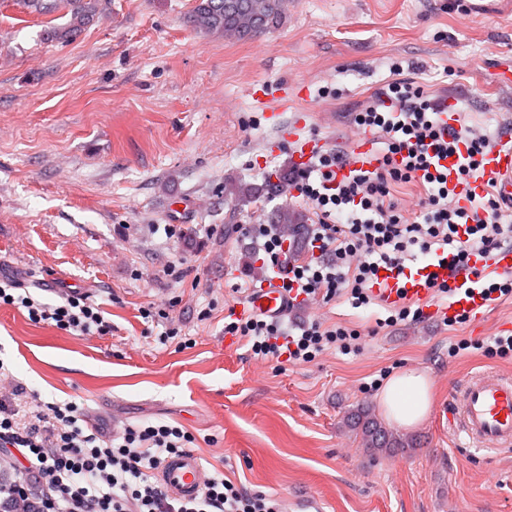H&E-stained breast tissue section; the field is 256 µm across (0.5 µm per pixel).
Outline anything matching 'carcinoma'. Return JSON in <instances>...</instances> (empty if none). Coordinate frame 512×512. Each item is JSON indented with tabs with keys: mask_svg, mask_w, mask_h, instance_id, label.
I'll use <instances>...</instances> for the list:
<instances>
[{
	"mask_svg": "<svg viewBox=\"0 0 512 512\" xmlns=\"http://www.w3.org/2000/svg\"><path fill=\"white\" fill-rule=\"evenodd\" d=\"M99 0H15V4L31 13L47 15L64 10L70 19L50 35L56 39L76 37L95 14ZM285 13L284 0H198L191 16L192 26L204 33H221L227 39H245L263 30L279 26ZM226 195L251 202L259 198L250 186L231 184L224 187ZM276 224L299 225L303 214L283 207L273 215ZM351 427L360 431L374 448H403L408 441L389 432L367 408L355 410L347 418Z\"/></svg>",
	"mask_w": 512,
	"mask_h": 512,
	"instance_id": "obj_1",
	"label": "carcinoma"
}]
</instances>
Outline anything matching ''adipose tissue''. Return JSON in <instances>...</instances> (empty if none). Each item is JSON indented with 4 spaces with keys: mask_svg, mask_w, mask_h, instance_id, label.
<instances>
[{
    "mask_svg": "<svg viewBox=\"0 0 512 512\" xmlns=\"http://www.w3.org/2000/svg\"><path fill=\"white\" fill-rule=\"evenodd\" d=\"M376 399L385 415L396 425L414 427L430 412L428 379L416 370L397 373L386 380Z\"/></svg>",
    "mask_w": 512,
    "mask_h": 512,
    "instance_id": "1",
    "label": "adipose tissue"
}]
</instances>
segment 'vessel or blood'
I'll use <instances>...</instances> for the list:
<instances>
[{
    "label": "vessel or blood",
    "instance_id": "vessel-or-blood-1",
    "mask_svg": "<svg viewBox=\"0 0 512 512\" xmlns=\"http://www.w3.org/2000/svg\"><path fill=\"white\" fill-rule=\"evenodd\" d=\"M281 138L295 141L293 161L307 166L320 144L301 138L289 127L280 129ZM349 165L337 171L338 178L348 177L354 170H370L376 164V148L372 136L361 134L351 140L347 148ZM464 153L445 159L448 168V186L453 189L460 205H468L469 195L481 194L484 187L495 186L500 197L512 205V131L505 133L485 153L476 179L458 182L457 169L463 163ZM474 275H466L451 263L435 261L413 265L404 273L381 271L372 291L385 303L403 299L423 300L431 290L428 282L438 277L447 280L456 292L440 315L450 318L460 312L477 323H484L492 302L484 297L481 282L505 272H512V246L487 256L475 255L470 260ZM253 312L266 315L282 314L287 308V297L282 281L272 277L256 288L249 299ZM448 424L462 437L466 447L500 450L512 447V376L506 374H471L460 386L448 409ZM161 482L174 495L190 500L198 495L205 480V471L197 456L187 453L168 458L158 472Z\"/></svg>",
    "mask_w": 512,
    "mask_h": 512
}]
</instances>
